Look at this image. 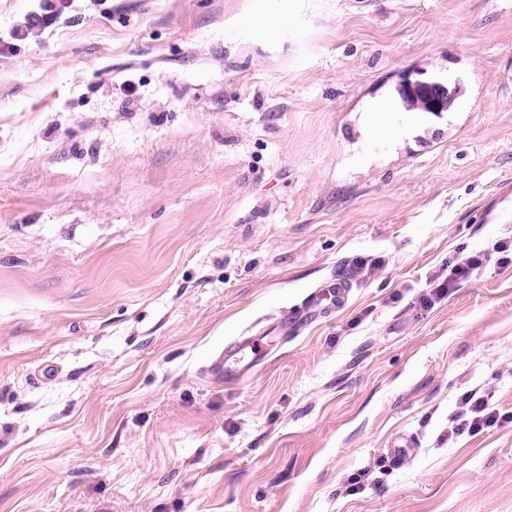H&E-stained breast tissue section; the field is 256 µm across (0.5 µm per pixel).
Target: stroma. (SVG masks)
Wrapping results in <instances>:
<instances>
[{
	"label": "stroma",
	"mask_w": 512,
	"mask_h": 512,
	"mask_svg": "<svg viewBox=\"0 0 512 512\" xmlns=\"http://www.w3.org/2000/svg\"><path fill=\"white\" fill-rule=\"evenodd\" d=\"M510 236L512 0H74L0 56V512H512V272L418 302ZM461 90L462 88L460 84L456 82L451 86L449 82H412L407 79L400 85L399 93L406 107L409 106L410 102L416 101L420 98L428 104L429 109L432 112H442L444 101L452 99L448 100V104L443 111L449 112L452 110L455 101L457 100L456 97L461 94ZM465 251L466 248H463L454 261L448 263V276L440 280L442 274L437 275L433 281V288L419 298V304L423 309L431 308L436 299L443 298L452 288L469 280L475 271L483 267L488 257L484 250ZM348 294V285L342 279L336 278L330 280L325 285H321L308 296L305 307L285 309L277 324L273 327L272 333L281 335L288 334L298 323L311 319L318 310L332 311L334 308L341 307ZM331 299L328 305L321 306L323 300ZM254 336H240L224 346L215 355L209 366L210 371L224 381H235L264 364L268 353L259 349ZM493 396L489 389L462 394L451 418L453 426L448 430L449 436L465 432L476 435L490 429L511 427L512 414H501L492 402Z\"/></svg>",
	"instance_id": "obj_1"
}]
</instances>
